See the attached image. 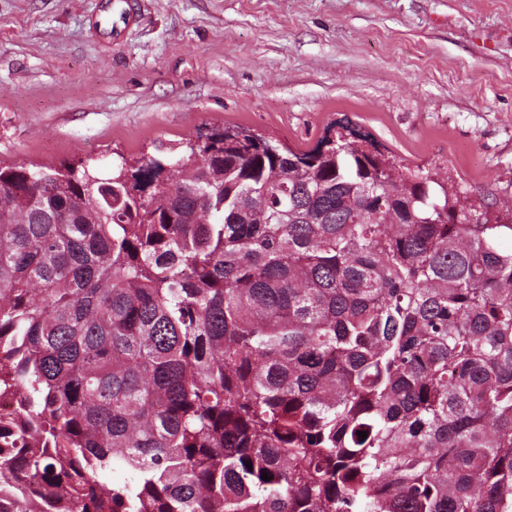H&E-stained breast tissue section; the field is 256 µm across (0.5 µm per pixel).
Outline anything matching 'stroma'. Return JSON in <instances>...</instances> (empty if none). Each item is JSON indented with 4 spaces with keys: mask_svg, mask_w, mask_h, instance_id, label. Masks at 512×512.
<instances>
[{
    "mask_svg": "<svg viewBox=\"0 0 512 512\" xmlns=\"http://www.w3.org/2000/svg\"><path fill=\"white\" fill-rule=\"evenodd\" d=\"M0 0V163L108 170L240 126L312 148L348 120L409 168L512 206V0ZM132 0H97L91 23L95 35L102 42L123 40L138 18Z\"/></svg>",
    "mask_w": 512,
    "mask_h": 512,
    "instance_id": "obj_1",
    "label": "stroma"
}]
</instances>
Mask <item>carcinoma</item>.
Returning <instances> with one entry per match:
<instances>
[{
    "label": "carcinoma",
    "instance_id": "obj_1",
    "mask_svg": "<svg viewBox=\"0 0 512 512\" xmlns=\"http://www.w3.org/2000/svg\"><path fill=\"white\" fill-rule=\"evenodd\" d=\"M339 128L0 164V512H512V209Z\"/></svg>",
    "mask_w": 512,
    "mask_h": 512
}]
</instances>
